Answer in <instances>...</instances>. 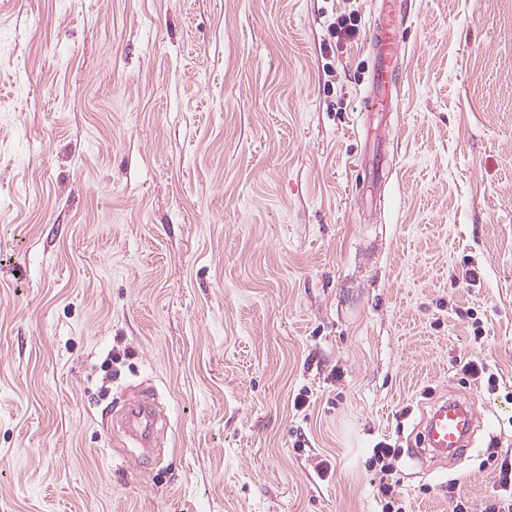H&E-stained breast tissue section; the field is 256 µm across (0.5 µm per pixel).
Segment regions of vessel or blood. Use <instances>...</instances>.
I'll return each mask as SVG.
<instances>
[{
    "label": "vessel or blood",
    "mask_w": 512,
    "mask_h": 512,
    "mask_svg": "<svg viewBox=\"0 0 512 512\" xmlns=\"http://www.w3.org/2000/svg\"><path fill=\"white\" fill-rule=\"evenodd\" d=\"M406 0H391L389 6L379 8L370 28L371 80L365 97V111L388 112L392 109L391 96L402 84L400 58L402 37L407 13ZM160 414L155 401L148 395L126 402L122 420L127 433L151 446ZM478 414L473 405L460 401L437 404L427 417L422 432L418 455H432L436 459L459 454L468 447L476 430Z\"/></svg>",
    "instance_id": "b4317fda"
}]
</instances>
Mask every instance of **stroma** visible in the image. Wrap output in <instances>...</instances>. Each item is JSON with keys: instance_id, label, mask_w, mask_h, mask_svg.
<instances>
[{"instance_id": "1", "label": "stroma", "mask_w": 512, "mask_h": 512, "mask_svg": "<svg viewBox=\"0 0 512 512\" xmlns=\"http://www.w3.org/2000/svg\"><path fill=\"white\" fill-rule=\"evenodd\" d=\"M377 8L0 0V512H377L382 440L410 512H451L452 479L485 512L512 451V0H409L378 142ZM139 388L168 421L149 464L116 422ZM446 400L475 401L471 447L410 458ZM465 376L474 381L486 378L487 389L490 391L496 390L498 383V376L492 372L490 366L481 360H471L466 362L462 367ZM399 455V450L391 444L380 441L373 448V455L369 458L367 466L371 470H375L384 475L390 474L392 471V460Z\"/></svg>"}]
</instances>
